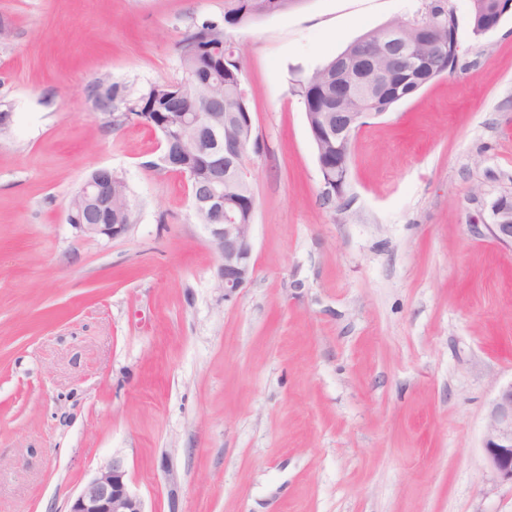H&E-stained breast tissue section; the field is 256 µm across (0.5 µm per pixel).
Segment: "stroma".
Segmentation results:
<instances>
[{
	"label": "stroma",
	"mask_w": 512,
	"mask_h": 512,
	"mask_svg": "<svg viewBox=\"0 0 512 512\" xmlns=\"http://www.w3.org/2000/svg\"><path fill=\"white\" fill-rule=\"evenodd\" d=\"M423 0H301L230 29L258 151L255 274L228 302L159 135L106 124L92 86L182 76L224 0H0V512H65L121 461L145 512H512L485 418L512 381V14L357 132L325 200L291 82ZM125 177L117 239L66 222L87 175ZM491 222L485 224L490 235L501 245L512 247V194L497 198L491 206Z\"/></svg>",
	"instance_id": "stroma-1"
}]
</instances>
